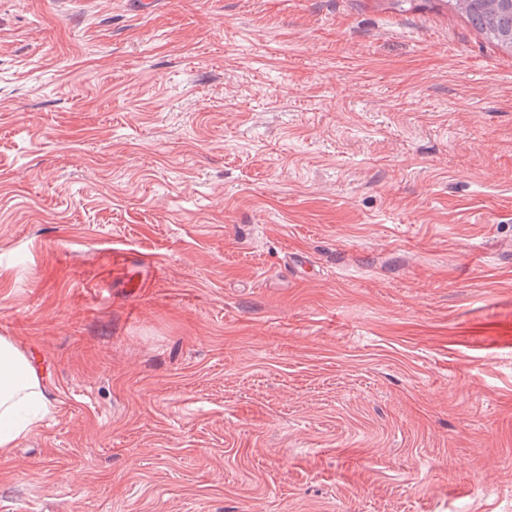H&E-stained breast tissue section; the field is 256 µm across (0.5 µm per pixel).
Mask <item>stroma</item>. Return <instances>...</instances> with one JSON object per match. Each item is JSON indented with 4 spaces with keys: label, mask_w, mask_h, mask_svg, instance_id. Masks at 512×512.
I'll return each mask as SVG.
<instances>
[{
    "label": "stroma",
    "mask_w": 512,
    "mask_h": 512,
    "mask_svg": "<svg viewBox=\"0 0 512 512\" xmlns=\"http://www.w3.org/2000/svg\"><path fill=\"white\" fill-rule=\"evenodd\" d=\"M0 336L50 404L0 512H512V53L444 0H0Z\"/></svg>",
    "instance_id": "obj_1"
}]
</instances>
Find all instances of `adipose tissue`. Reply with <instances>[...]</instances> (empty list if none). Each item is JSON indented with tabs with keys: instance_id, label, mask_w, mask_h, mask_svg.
I'll use <instances>...</instances> for the list:
<instances>
[{
	"instance_id": "obj_1",
	"label": "adipose tissue",
	"mask_w": 512,
	"mask_h": 512,
	"mask_svg": "<svg viewBox=\"0 0 512 512\" xmlns=\"http://www.w3.org/2000/svg\"><path fill=\"white\" fill-rule=\"evenodd\" d=\"M48 402L36 369L13 340L0 336V457L36 433Z\"/></svg>"
}]
</instances>
